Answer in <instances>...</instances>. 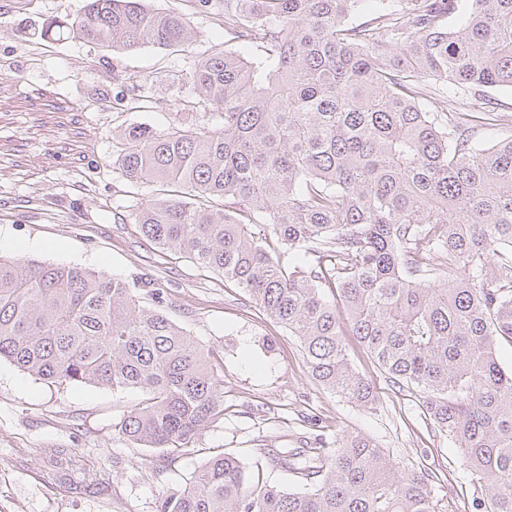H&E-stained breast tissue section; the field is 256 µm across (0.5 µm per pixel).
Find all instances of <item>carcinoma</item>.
Segmentation results:
<instances>
[{
	"instance_id": "carcinoma-1",
	"label": "carcinoma",
	"mask_w": 512,
	"mask_h": 512,
	"mask_svg": "<svg viewBox=\"0 0 512 512\" xmlns=\"http://www.w3.org/2000/svg\"><path fill=\"white\" fill-rule=\"evenodd\" d=\"M368 1L375 16L349 25ZM456 2L198 0L253 53H198L185 106L220 111L127 126L114 165L163 192L132 209L142 237L219 273L297 337L313 380L370 409L353 337L392 386L418 392L483 512H512V369L498 358L512 344V138L476 146L512 114L478 125L423 104L448 87L512 89V0H470L450 30ZM55 29L119 51L190 45L180 13L144 0H86L43 35ZM2 358L42 380L141 390L115 428L169 456L224 415L216 356L104 272L0 255ZM52 463L91 478H69L77 489L99 482L72 448ZM269 465L302 488L269 484ZM158 512H439V499L427 471L345 434L250 465L214 455Z\"/></svg>"
}]
</instances>
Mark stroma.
<instances>
[{"label":"stroma","mask_w":512,"mask_h":512,"mask_svg":"<svg viewBox=\"0 0 512 512\" xmlns=\"http://www.w3.org/2000/svg\"><path fill=\"white\" fill-rule=\"evenodd\" d=\"M85 0H0V255L120 276L141 283L147 307L163 311L224 366V415L176 459L131 443L115 430L139 389L34 378L0 360V512H157L215 453L252 463L260 449L315 447L346 433L365 435L400 468H425L451 512H477L467 464L435 431L417 395L392 387L373 359L351 344L350 359L372 379L368 410L310 376L297 339L269 322L239 289L190 259L160 252L117 207L156 195L112 166L114 135L131 124L165 128L195 98L183 75L191 57L145 47L110 51L75 39L44 38L47 20L74 17ZM182 12L194 50L224 43V29L195 0H146ZM145 97L149 107L137 108ZM433 112L512 114L511 89L451 92ZM76 448L109 487L64 491L47 451Z\"/></svg>","instance_id":"35a3bbf8"}]
</instances>
